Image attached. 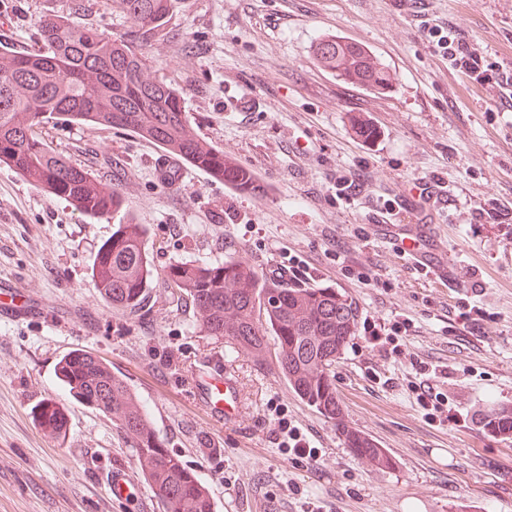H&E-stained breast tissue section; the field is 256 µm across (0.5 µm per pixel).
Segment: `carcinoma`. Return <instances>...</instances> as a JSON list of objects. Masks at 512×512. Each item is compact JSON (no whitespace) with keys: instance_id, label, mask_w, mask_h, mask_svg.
I'll list each match as a JSON object with an SVG mask.
<instances>
[{"instance_id":"obj_1","label":"carcinoma","mask_w":512,"mask_h":512,"mask_svg":"<svg viewBox=\"0 0 512 512\" xmlns=\"http://www.w3.org/2000/svg\"><path fill=\"white\" fill-rule=\"evenodd\" d=\"M112 11L135 26L134 34L115 36L97 24L48 14L37 23L42 48L12 55L0 65V164L31 178L51 195L93 218H110L121 197L115 187L95 183L88 170L74 165L38 137L35 128L94 123L134 132L166 148L175 145L187 164L222 174L235 190L254 193L256 179L238 165L224 167V151L187 131L184 92L148 73L146 46L164 30L178 0H110ZM315 62L340 80L372 95L390 91L395 74L367 47L337 36L321 37ZM111 279L98 283L106 302L134 309L152 276L146 232L141 224H121L103 244ZM185 263L164 271L168 287L191 298L203 330L226 340L234 352L258 355L273 341L278 369L294 392L339 428L345 447L374 470L394 466L392 457L364 432L344 422L331 368L358 331L353 302L335 288H294L267 281L237 260L202 264V273L185 279ZM65 377L68 393L96 411L112 412L136 441L145 479L164 512H215V503L194 472L162 442L143 435L147 415H122L131 394L120 376L99 383L92 362L70 353ZM494 440L512 439V404L489 405L475 418Z\"/></svg>"}]
</instances>
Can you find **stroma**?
I'll return each mask as SVG.
<instances>
[{"label": "stroma", "instance_id": "1", "mask_svg": "<svg viewBox=\"0 0 512 512\" xmlns=\"http://www.w3.org/2000/svg\"><path fill=\"white\" fill-rule=\"evenodd\" d=\"M69 0H0V50H35L36 22ZM452 27L512 71V0H180L147 48L154 70L185 92L194 132L265 185L247 194L187 167L159 181V147L123 129L49 122L56 152L115 186L126 212L89 219L0 165V280L54 305L53 323L0 319V512H163L135 443L111 416L73 400L56 377L78 347L109 358L156 436L204 483L217 512H512V440L486 437L472 413L512 403V103L462 80L435 54L425 20ZM338 35L364 44L397 75L373 96L319 68L312 48ZM358 178L350 205L336 178ZM405 223L432 215L447 286L409 262L380 225L385 202ZM146 225L156 274L135 310L107 304L95 257L124 219ZM247 262L259 275L339 289L360 319H409L403 353L384 357L364 333L333 367L346 421L393 458L375 471L336 427L300 399L277 367L205 335L191 305L167 287L174 262ZM476 296L489 316L464 328L448 311ZM431 372L416 374L414 362ZM216 365L239 385L236 422L212 419L192 378ZM460 415L429 422L416 386ZM49 396L70 422L52 443L35 408ZM316 454L279 448L278 416ZM123 468L131 499L113 501L104 474Z\"/></svg>", "mask_w": 512, "mask_h": 512}]
</instances>
